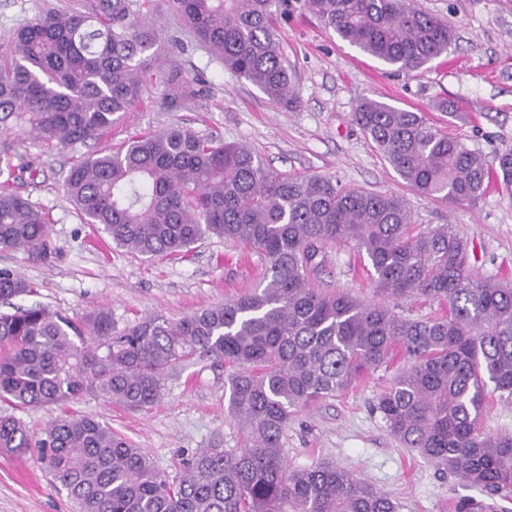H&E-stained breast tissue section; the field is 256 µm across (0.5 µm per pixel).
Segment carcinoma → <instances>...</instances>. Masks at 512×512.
Here are the masks:
<instances>
[{
  "mask_svg": "<svg viewBox=\"0 0 512 512\" xmlns=\"http://www.w3.org/2000/svg\"><path fill=\"white\" fill-rule=\"evenodd\" d=\"M194 39L268 99L298 103L279 50L288 0H169ZM145 0H97L92 12L47 10L0 52V161L34 135L65 150L96 139L140 100L145 74L166 52ZM326 30L395 74L448 53L455 31L414 0H304ZM170 91L191 95L182 69L155 70ZM361 132L415 194L475 205L493 185L512 194V150L488 158L424 113L361 98ZM67 195L84 223L149 258H183L208 238L262 261L259 284L178 320L150 316L118 331L110 311L78 323L44 306L0 312V401L44 407L85 394L145 410L163 396L168 370L207 356L230 368L228 405L241 445L215 438L177 480L132 441L92 416L52 420L41 436L0 415V449L38 450L76 512H401L402 505L331 462L288 465V423L399 356L376 410L391 434L442 473L512 492V437L483 431L486 391L512 400V284L468 266L467 244L446 225L414 233L404 197L345 188L321 175L267 167L247 146L183 127L132 136L117 151L70 168ZM367 258L382 300L327 294L311 275L323 246ZM0 249L47 260L45 213L0 189ZM33 292L0 269V300ZM421 296L448 314L411 319L399 302ZM456 512H498L463 498Z\"/></svg>",
  "mask_w": 512,
  "mask_h": 512,
  "instance_id": "cac0c4a2",
  "label": "carcinoma"
}]
</instances>
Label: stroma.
<instances>
[{"label":"stroma","instance_id":"stroma-1","mask_svg":"<svg viewBox=\"0 0 512 512\" xmlns=\"http://www.w3.org/2000/svg\"><path fill=\"white\" fill-rule=\"evenodd\" d=\"M94 0H0V50L16 29L47 6L88 10ZM423 11L448 21L455 41L447 55L408 75L391 77L382 65L341 42L303 7L290 0L280 50L300 95L298 107L271 103L245 78L225 71L181 27L168 0H152V16L166 44L190 77L194 93L169 96L149 82L140 102L101 138L56 150L34 139L20 141L12 166L22 170L18 192L46 213L54 252L47 261L0 250V268L16 271L34 287L15 298L77 319L95 308L112 313L116 329L146 316L178 319L200 308L249 292L260 278L257 255L211 239L183 259H148L115 248L96 226L82 223L64 183L77 160L120 147L135 133L171 126L213 134L247 145L279 172L324 175L343 186L403 196L412 225H447L469 245L473 272L512 280V196L494 188L469 207L425 199L411 192L353 121L361 97L422 112L439 128L464 138L486 155L512 150V0H415ZM450 102L457 118L434 109ZM314 282L324 291H345L375 300L365 262L351 247L329 245ZM392 370H377L347 391L315 403L288 425V463L305 467L323 460L354 471L403 505L402 512H454L456 500L484 493L438 472L389 433L373 405ZM228 371L200 357L170 370L164 395L151 409L131 410L85 396L63 405L19 409L0 402V413L20 418L38 434L63 414L96 416L141 448L159 471L178 477L182 461L223 437L238 447V427L227 411ZM0 512H72V504L36 453L0 452Z\"/></svg>","mask_w":512,"mask_h":512}]
</instances>
